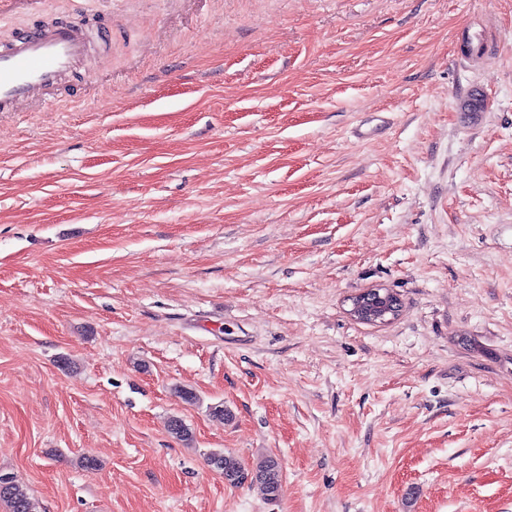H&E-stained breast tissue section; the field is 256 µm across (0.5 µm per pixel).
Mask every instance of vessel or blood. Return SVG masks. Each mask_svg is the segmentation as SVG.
Instances as JSON below:
<instances>
[{
    "instance_id": "vessel-or-blood-1",
    "label": "vessel or blood",
    "mask_w": 512,
    "mask_h": 512,
    "mask_svg": "<svg viewBox=\"0 0 512 512\" xmlns=\"http://www.w3.org/2000/svg\"><path fill=\"white\" fill-rule=\"evenodd\" d=\"M86 50L84 33L71 24L33 31L0 46V112L22 100L44 99Z\"/></svg>"
}]
</instances>
